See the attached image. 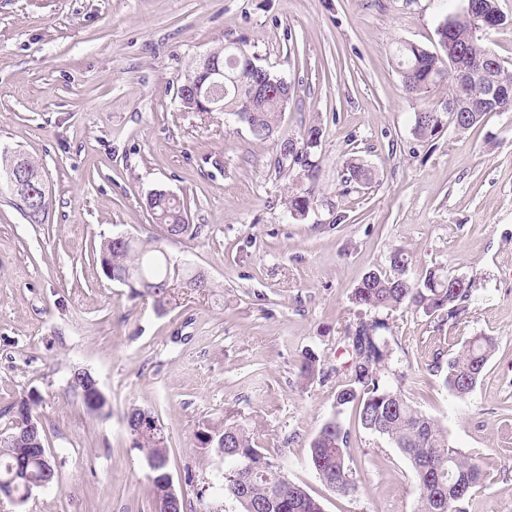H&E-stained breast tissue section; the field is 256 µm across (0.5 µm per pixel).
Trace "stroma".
Returning a JSON list of instances; mask_svg holds the SVG:
<instances>
[{
  "instance_id": "1",
  "label": "stroma",
  "mask_w": 512,
  "mask_h": 512,
  "mask_svg": "<svg viewBox=\"0 0 512 512\" xmlns=\"http://www.w3.org/2000/svg\"><path fill=\"white\" fill-rule=\"evenodd\" d=\"M466 0H0V148L41 164L51 187L44 223L0 196V428L30 395L58 482L0 512H156L143 455L126 425L152 410L168 436L167 471L187 512H233L199 499L224 462L198 448L202 423L231 417L284 459L288 477L324 512H416L411 464L364 431L354 411L349 464L357 491L327 489L309 442L334 411L337 378L305 382L307 355L342 364L349 297L412 257L473 279L469 313L441 327L419 310L387 317L405 395L439 420L453 446L479 458L486 482L466 512H512V111L488 113L424 140L415 112L444 111L445 88L415 96L394 56L406 41L435 50L437 28ZM237 42L287 79L280 124L320 126L321 203L306 216L284 201L275 141H253L220 112H191L176 88L207 53ZM370 166L368 188L343 185L349 159ZM184 200L195 238L163 241L168 256L205 272L210 288L171 291L165 310L108 280L103 239L158 235L146 197ZM497 348L460 398L427 368L471 337ZM88 370L107 397L88 412L68 389Z\"/></svg>"
}]
</instances>
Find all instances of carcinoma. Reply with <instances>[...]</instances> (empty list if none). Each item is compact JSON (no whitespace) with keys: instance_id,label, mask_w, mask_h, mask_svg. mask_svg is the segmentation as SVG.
<instances>
[{"instance_id":"carcinoma-1","label":"carcinoma","mask_w":512,"mask_h":512,"mask_svg":"<svg viewBox=\"0 0 512 512\" xmlns=\"http://www.w3.org/2000/svg\"><path fill=\"white\" fill-rule=\"evenodd\" d=\"M471 21L461 15H449L438 26V46L430 51L413 43L397 48L398 63L406 91L422 95L441 86H448V105L459 103L465 92L459 86L455 71L446 61L448 39L459 44L464 53L482 57L488 49L480 39L469 34ZM222 74L209 77L198 65L187 75L202 90L220 97L222 112L243 124L254 140L265 142L279 135L282 112L290 100L291 85L260 65L255 58L243 53L236 43L229 42L212 52ZM256 66L258 75L268 81L271 96L255 98L245 83V73ZM439 112L424 108L414 113V132L422 139L440 133ZM322 131L309 125L295 141L280 135L277 140L274 170L278 173L297 172L302 187L288 196V211L303 216L317 205L315 185L320 163L318 158ZM22 162L31 181H42L46 175L30 158L3 150L0 152V195L16 197L14 184L3 167L6 158ZM374 171L353 159L342 168L341 182L366 186L372 184ZM152 209L154 221L164 236L179 239L201 228L191 229L186 224L187 207L174 195L156 193L146 203ZM99 260L106 278L114 274L131 273L136 279L131 291L137 293L141 283L153 288L146 296L152 298L156 309L168 304L169 289L191 288L206 291L210 287L207 276L191 266H180L171 261L158 241L132 238L128 241L114 237L100 245ZM410 256L402 248H394L388 267L369 272L356 288L350 301L356 311V320L345 330L346 354L350 362V377L336 393L333 415L328 418L309 442V465L327 488L342 494L355 490L352 471L346 457L350 434L342 425L340 415L350 406L355 407L361 427L386 439L411 462L418 489L417 512H464V504L472 492L482 486L486 475L479 461L462 453L448 440L447 430L434 418L424 413L406 398L402 387L393 385L391 378L401 381L405 374L393 369V348L384 332L389 323L377 314H391L400 309L423 311L438 320V325L456 326L469 309L474 281L452 275L442 268H433L421 278L409 276ZM376 316L369 318L367 314ZM496 338L473 336L454 355L443 358L435 355L429 370L440 373L443 384L458 397L470 394L476 387L486 365L496 350ZM300 374L307 380L324 379L327 372L314 356L306 357ZM131 442L143 454L152 475L166 471L168 438L160 435L130 434ZM199 447L210 451L224 449V474L218 495L236 504L238 512H324L321 503L302 486L288 478L282 463L267 456L258 446L251 430L238 421L224 419L217 427L204 424L196 432ZM44 447L41 432L16 448L0 447V491L8 489L19 504L27 501L26 485L13 480L16 463L31 455V448ZM56 474L53 460L34 461L30 478L34 481Z\"/></svg>"}]
</instances>
